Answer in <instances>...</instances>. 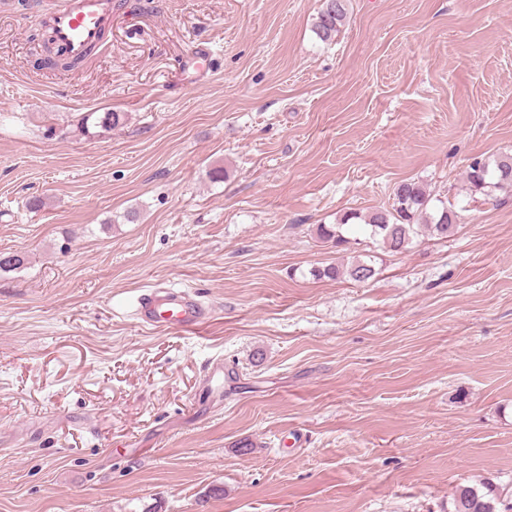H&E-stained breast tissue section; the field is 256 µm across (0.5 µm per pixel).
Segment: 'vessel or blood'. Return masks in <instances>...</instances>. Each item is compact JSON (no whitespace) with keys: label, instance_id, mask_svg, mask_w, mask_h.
<instances>
[{"label":"vessel or blood","instance_id":"vessel-or-blood-1","mask_svg":"<svg viewBox=\"0 0 512 512\" xmlns=\"http://www.w3.org/2000/svg\"><path fill=\"white\" fill-rule=\"evenodd\" d=\"M115 10V0H64L60 8L44 16L43 23L56 45L76 58L98 42ZM136 312L142 325L157 330L176 328L186 333L196 332L209 315L208 308L195 296L172 288L141 294Z\"/></svg>","mask_w":512,"mask_h":512}]
</instances>
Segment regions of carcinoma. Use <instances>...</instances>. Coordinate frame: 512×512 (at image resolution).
Listing matches in <instances>:
<instances>
[{
  "mask_svg": "<svg viewBox=\"0 0 512 512\" xmlns=\"http://www.w3.org/2000/svg\"><path fill=\"white\" fill-rule=\"evenodd\" d=\"M349 14V0H322L315 22V31L323 42L333 41L345 26ZM125 122L119 112H107L96 116L90 112L80 119L78 130L87 133L89 127L107 132ZM469 190L485 197L496 191L512 192V154L503 153L490 160L474 158L466 171ZM457 213L437 198L425 185L414 180L400 182L393 190L392 204L363 216L348 212L339 222L320 224L317 235L336 247L348 244L342 227L352 220L363 222L371 236L381 240L386 249L399 252L409 243L414 227L425 226L438 236L448 237L456 226ZM375 274L371 263L356 259L350 264H330L314 271L313 276L322 279H337L346 276L364 282ZM448 512H512V491H504L499 484L486 479L477 484L459 485L449 502Z\"/></svg>",
  "mask_w": 512,
  "mask_h": 512,
  "instance_id": "obj_1",
  "label": "carcinoma"
}]
</instances>
